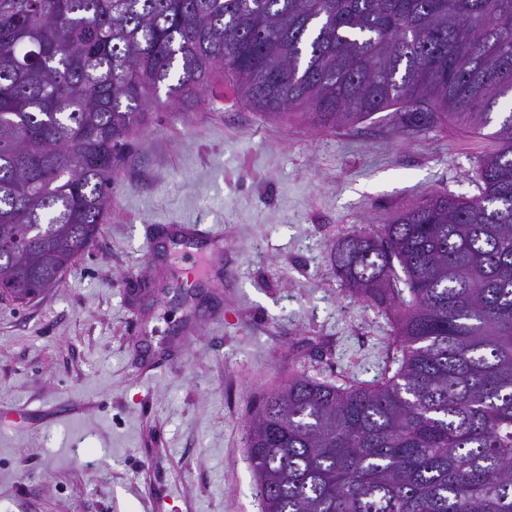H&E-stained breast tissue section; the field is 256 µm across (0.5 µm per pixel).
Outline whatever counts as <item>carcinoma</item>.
<instances>
[{
  "mask_svg": "<svg viewBox=\"0 0 512 512\" xmlns=\"http://www.w3.org/2000/svg\"><path fill=\"white\" fill-rule=\"evenodd\" d=\"M222 74L251 109L349 126L493 127L482 191L336 241L392 313L398 369L299 375L252 414L264 512H512V0H0V295L89 250L130 134Z\"/></svg>",
  "mask_w": 512,
  "mask_h": 512,
  "instance_id": "cac0c4a2",
  "label": "carcinoma"
}]
</instances>
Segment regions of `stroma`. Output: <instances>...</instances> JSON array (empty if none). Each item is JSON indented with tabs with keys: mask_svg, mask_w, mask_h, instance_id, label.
<instances>
[{
	"mask_svg": "<svg viewBox=\"0 0 512 512\" xmlns=\"http://www.w3.org/2000/svg\"><path fill=\"white\" fill-rule=\"evenodd\" d=\"M132 143L90 249L28 304L0 300V512H261L253 407L298 373L396 369L336 241L436 191L478 196L498 147L387 111L270 117L225 82L149 109ZM169 224L215 235L174 244Z\"/></svg>",
	"mask_w": 512,
	"mask_h": 512,
	"instance_id": "1",
	"label": "stroma"
}]
</instances>
